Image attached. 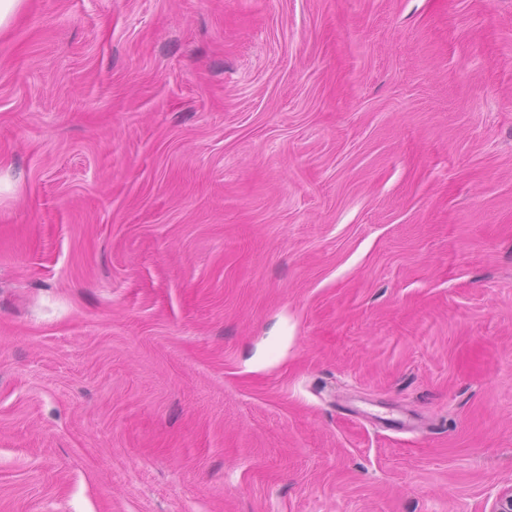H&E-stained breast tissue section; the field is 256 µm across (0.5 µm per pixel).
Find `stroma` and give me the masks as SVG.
<instances>
[{
  "mask_svg": "<svg viewBox=\"0 0 512 512\" xmlns=\"http://www.w3.org/2000/svg\"><path fill=\"white\" fill-rule=\"evenodd\" d=\"M510 484L512 0H26L0 512H485Z\"/></svg>",
  "mask_w": 512,
  "mask_h": 512,
  "instance_id": "35a3bbf8",
  "label": "stroma"
}]
</instances>
